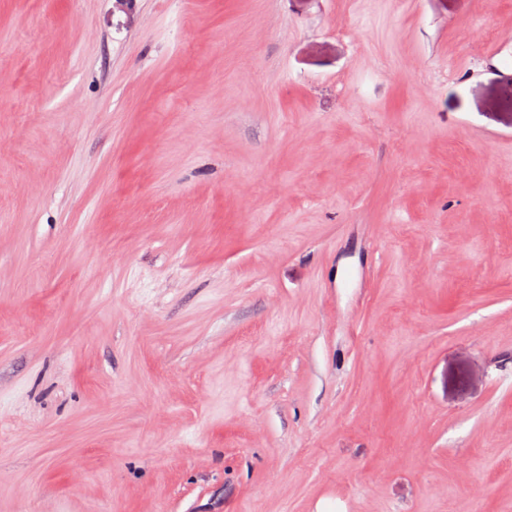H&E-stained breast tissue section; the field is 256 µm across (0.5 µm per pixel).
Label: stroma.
<instances>
[{
    "mask_svg": "<svg viewBox=\"0 0 512 512\" xmlns=\"http://www.w3.org/2000/svg\"><path fill=\"white\" fill-rule=\"evenodd\" d=\"M512 0H0V512H512Z\"/></svg>",
    "mask_w": 512,
    "mask_h": 512,
    "instance_id": "obj_1",
    "label": "stroma"
}]
</instances>
